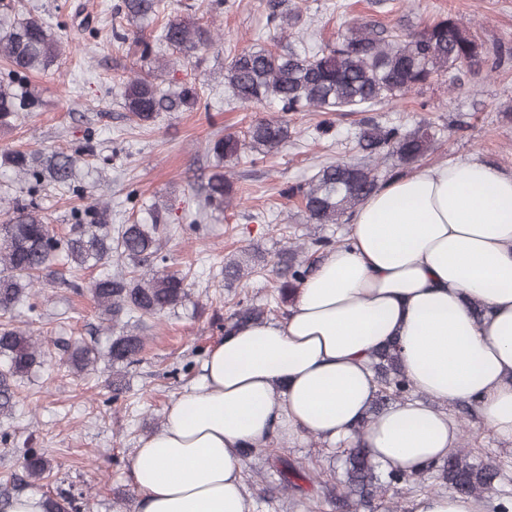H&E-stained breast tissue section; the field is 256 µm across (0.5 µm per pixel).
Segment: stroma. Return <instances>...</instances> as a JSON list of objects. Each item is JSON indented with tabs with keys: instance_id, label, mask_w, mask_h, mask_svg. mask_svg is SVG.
<instances>
[{
	"instance_id": "1",
	"label": "stroma",
	"mask_w": 512,
	"mask_h": 512,
	"mask_svg": "<svg viewBox=\"0 0 512 512\" xmlns=\"http://www.w3.org/2000/svg\"><path fill=\"white\" fill-rule=\"evenodd\" d=\"M45 19L62 20L58 34L63 53L47 71L30 75L40 106L22 113L13 129L0 131V151L20 149L51 152L75 146L84 128L96 132L95 155L80 179L95 198L107 202L112 221L126 224L135 214L129 192L170 204L174 216L193 210L191 186L209 172L212 157L205 151L214 132L243 134L248 126L271 115L262 105H243L224 84V64L230 54L254 45L276 44L279 35L266 24L265 0H227L220 14L207 23L221 41L199 60L182 62L178 76L196 85L208 110L161 113L154 125L141 127L123 108L117 82L129 74L135 57L118 48L112 35V0H21ZM301 7L304 39L333 44L355 19L386 27L404 25L416 31L439 14L456 15L482 40L512 45V0H288ZM91 22L97 39L85 40L82 27ZM512 105V65L491 74L442 78L430 88L410 93L381 107L375 119L410 131L424 121L439 129L437 149L423 165L478 159L512 174V121L501 115ZM317 112H299L291 120L293 134L283 151L263 162L249 159L235 168L239 200L235 214L205 218L200 233L169 230L160 241L171 264L189 269L192 297L185 306L149 321L142 360L129 368L128 389L113 398L108 383L112 367L99 360L78 373L65 362L66 346L86 342L106 347L114 329L102 320L85 286L101 268L84 270L83 291L60 282L44 283L36 294L39 320L27 310L16 313L15 324L33 329L44 363L18 383V403L11 416L0 417V490L12 473L20 472L26 450L45 454L48 479L30 484L32 492L48 494L73 488L84 494L80 512H136L128 461L141 440L163 425L170 403L197 381L208 349L223 333L216 323L234 303L269 300L273 280L259 272L228 285L221 268L225 257L255 246L275 253L296 240L347 236L348 226L309 224L295 202L280 196L289 183L307 182L329 161L357 157L360 119L356 113L336 114L334 139L314 138ZM460 429V444L473 460L501 471L496 490L482 497L483 512H512V439L495 436L480 417L450 408ZM286 455L315 468L320 481L308 496L293 497L278 487L275 456ZM346 452L313 436L288 438L262 454L247 457L245 491L254 512H363L345 497ZM433 477L393 486L380 493L381 512H408L418 497L438 493Z\"/></svg>"
}]
</instances>
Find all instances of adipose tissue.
<instances>
[{
  "label": "adipose tissue",
  "instance_id": "ef3b65f1",
  "mask_svg": "<svg viewBox=\"0 0 512 512\" xmlns=\"http://www.w3.org/2000/svg\"><path fill=\"white\" fill-rule=\"evenodd\" d=\"M391 340L419 397L367 426L374 463L416 474L446 458L459 403L512 439V174L473 159L420 167L359 205L287 317L225 335L142 439L136 512H253L245 448L304 433L351 447L377 393L369 356Z\"/></svg>",
  "mask_w": 512,
  "mask_h": 512
}]
</instances>
